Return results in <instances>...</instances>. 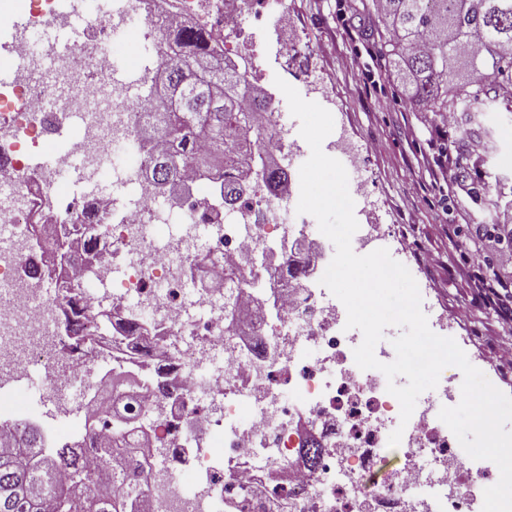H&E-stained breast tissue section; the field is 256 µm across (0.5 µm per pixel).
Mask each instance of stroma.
I'll use <instances>...</instances> for the list:
<instances>
[{"instance_id": "stroma-1", "label": "stroma", "mask_w": 512, "mask_h": 512, "mask_svg": "<svg viewBox=\"0 0 512 512\" xmlns=\"http://www.w3.org/2000/svg\"><path fill=\"white\" fill-rule=\"evenodd\" d=\"M291 27L279 34L274 26L259 28L242 56L271 92L281 113L289 107L274 80L282 78L308 101L332 112L351 142L382 223L396 225L408 238L442 311L454 324L467 328L481 342L487 370L497 345L512 337V319L488 309L474 292L469 273L511 284L512 269L496 265L498 252L512 248V229L477 232L478 207L473 187L487 171H496L508 187L492 211L512 213V116L485 115L494 133V147L483 159L456 148L455 126L436 120L408 100L394 66L380 52L381 26L366 0H289ZM311 80H303V72ZM453 145L460 178L445 193L434 191L431 176L418 171L420 156L436 153L440 143ZM494 269H487V261Z\"/></svg>"}]
</instances>
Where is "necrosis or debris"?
Listing matches in <instances>:
<instances>
[{"label":"necrosis or debris","mask_w":512,"mask_h":512,"mask_svg":"<svg viewBox=\"0 0 512 512\" xmlns=\"http://www.w3.org/2000/svg\"><path fill=\"white\" fill-rule=\"evenodd\" d=\"M270 1L288 25L287 0H119L91 16L73 48L50 56L29 32L71 20L59 0H29V32L9 45L24 66L0 83V187L12 192L0 205V441L34 423L17 414L7 385L38 369L68 422L59 446L93 425L79 441L90 486L101 481L103 450L124 437L128 451L113 462L123 481L112 493L129 512H269L273 503L281 512H473L498 473L464 460L438 417L460 400L454 376L401 424L398 400L355 363L361 331L290 277L313 232L280 219L294 182L260 186L217 219L200 196L176 208L161 201L138 175L143 156L121 171L123 195L61 189L48 206L38 193L73 166L98 178L113 146L136 143L155 107L140 91L144 71H113L118 30L141 19L136 36L151 44L157 30L196 17L229 68ZM65 124L78 134L53 149ZM34 148L45 157L36 171L27 163ZM158 224L173 227L162 242L151 232ZM65 236L80 258L61 267L51 244ZM284 238L294 253L270 255V241ZM229 266L243 284L210 280ZM105 303L110 334L100 338L90 320ZM67 322L75 332L64 341ZM399 427L394 464L388 437Z\"/></svg>","instance_id":"1"}]
</instances>
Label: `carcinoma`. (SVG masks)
<instances>
[{
	"mask_svg": "<svg viewBox=\"0 0 512 512\" xmlns=\"http://www.w3.org/2000/svg\"><path fill=\"white\" fill-rule=\"evenodd\" d=\"M367 7L385 31L381 54L410 86V100L439 117L465 116L461 144L473 142L470 126H482V113L512 112V101H500V91L512 88V0H370ZM161 44L170 55L147 87L160 105L142 141L163 138L169 149L150 158L146 176L162 185L184 167L235 170L237 176L224 179L223 202L230 206L242 199L257 155L267 158L262 181L284 183L287 170L262 128L267 90L252 86L246 69L224 71L197 24L162 32ZM501 185L487 174L474 202L484 203L485 192ZM38 437L24 430L18 447H0V512H123L108 485L76 495L87 475L74 449L39 460L25 452Z\"/></svg>",
	"mask_w": 512,
	"mask_h": 512,
	"instance_id": "obj_1",
	"label": "carcinoma"
}]
</instances>
